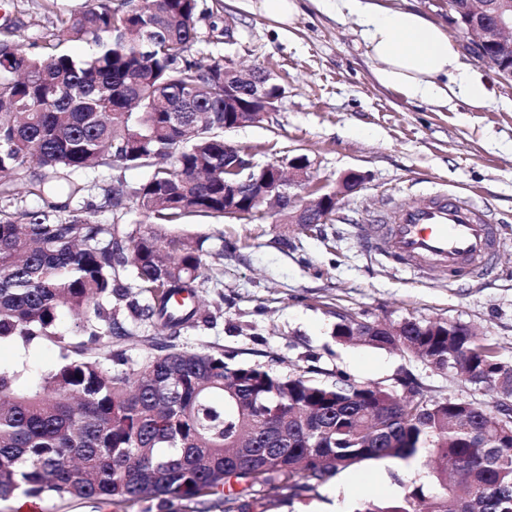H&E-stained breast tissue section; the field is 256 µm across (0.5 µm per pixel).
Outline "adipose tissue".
Masks as SVG:
<instances>
[{"instance_id": "obj_1", "label": "adipose tissue", "mask_w": 512, "mask_h": 512, "mask_svg": "<svg viewBox=\"0 0 512 512\" xmlns=\"http://www.w3.org/2000/svg\"><path fill=\"white\" fill-rule=\"evenodd\" d=\"M337 11L355 16L367 54L379 64L377 81L409 99L448 106L465 99L489 101L493 92L472 69L447 32L410 6L383 7L379 0H338Z\"/></svg>"}]
</instances>
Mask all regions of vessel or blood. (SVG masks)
<instances>
[{
  "mask_svg": "<svg viewBox=\"0 0 512 512\" xmlns=\"http://www.w3.org/2000/svg\"><path fill=\"white\" fill-rule=\"evenodd\" d=\"M363 232L373 249L398 258L401 266L419 272L436 266L452 277L482 272L501 245L487 209L445 193L416 208H388Z\"/></svg>",
  "mask_w": 512,
  "mask_h": 512,
  "instance_id": "obj_1",
  "label": "vessel or blood"
}]
</instances>
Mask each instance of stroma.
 <instances>
[{"label":"stroma","instance_id":"stroma-1","mask_svg":"<svg viewBox=\"0 0 512 512\" xmlns=\"http://www.w3.org/2000/svg\"><path fill=\"white\" fill-rule=\"evenodd\" d=\"M295 22L280 26L253 12L248 0H200L208 14L198 25L194 59L227 60L241 69L261 67L283 86L263 121L225 131L226 144L259 167L306 156L315 183L334 188L354 170L359 191L344 197L338 218L314 231L279 223L273 210L237 220L190 215L171 232L204 238L203 309L215 321L183 336L190 350L221 352L246 366L285 376L313 367L316 380L345 376L396 385L414 379L436 398L493 405L492 391L430 369L420 358L387 349L344 344L335 337L339 315L352 313L396 324L407 318L472 326L512 363V246L481 277L411 274L372 251L360 227L384 203L414 207L438 191L486 205L502 233L512 238V84L489 67L481 72L494 91L491 102L454 108L409 99L382 86L366 53L355 17L337 15L327 0H300ZM42 0H0V27L10 26L19 47L41 51L52 28ZM233 24V39L219 30ZM230 249H222V242ZM60 360L45 342L21 347L0 343V367L26 365L49 372ZM432 484L423 459L369 460L322 484L312 497L243 491L247 512H356L367 501L403 498L412 482ZM0 512H224L223 495L192 500L143 498L133 502H77L23 493L0 500Z\"/></svg>","mask_w":512,"mask_h":512}]
</instances>
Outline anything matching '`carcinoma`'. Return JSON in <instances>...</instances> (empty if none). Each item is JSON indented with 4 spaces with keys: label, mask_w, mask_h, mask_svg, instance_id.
I'll use <instances>...</instances> for the list:
<instances>
[{
    "label": "carcinoma",
    "mask_w": 512,
    "mask_h": 512,
    "mask_svg": "<svg viewBox=\"0 0 512 512\" xmlns=\"http://www.w3.org/2000/svg\"><path fill=\"white\" fill-rule=\"evenodd\" d=\"M55 32L30 56L0 29V341L60 348L53 370L25 386V367L0 368V500L20 490L80 501L197 498L233 480L312 496L367 460L426 457L437 490L358 512H512V363L466 324L406 320L362 344L448 362L462 380L497 390L477 401H408L377 383L353 387L283 377L184 349L207 322L198 302L203 241L122 224L133 208L153 224L224 216V66L188 58L198 0H93L65 13L44 0ZM92 53L77 60L66 43ZM28 193L47 206L9 209L27 164ZM149 169L132 187H100L92 210L71 207L80 176L113 163ZM96 210L112 212L99 224ZM81 339L65 340L61 312ZM150 326L134 364L123 344Z\"/></svg>",
    "instance_id": "obj_1"
}]
</instances>
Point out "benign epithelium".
<instances>
[{"label":"benign epithelium","mask_w":512,"mask_h":512,"mask_svg":"<svg viewBox=\"0 0 512 512\" xmlns=\"http://www.w3.org/2000/svg\"><path fill=\"white\" fill-rule=\"evenodd\" d=\"M460 13L458 28L465 46L479 61L490 64L485 56L491 47L503 61L512 62V0H454L448 8ZM283 93L282 86L273 82L269 73L256 72L248 84L237 81L229 64H224V129L235 124L257 123L275 109ZM310 163L295 157L288 161V179H283L279 165L266 166L256 178L251 174L237 177L242 171L236 149L224 146V216L247 214L245 207L258 204L265 198L280 195L288 201V223L315 224L338 206L341 198L357 192L364 176L356 171L344 174L336 187L319 195L312 203L295 205V189H305L310 182Z\"/></svg>","instance_id":"1"}]
</instances>
